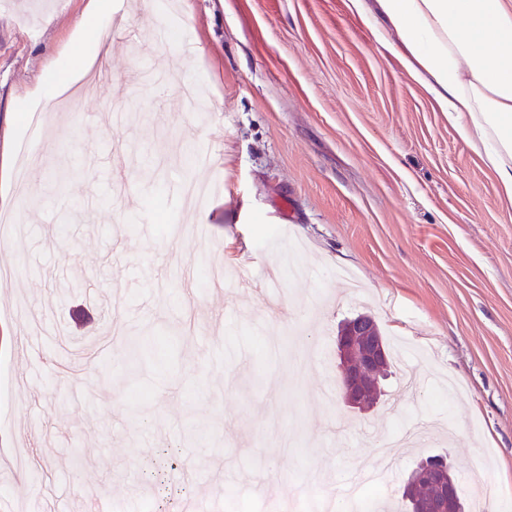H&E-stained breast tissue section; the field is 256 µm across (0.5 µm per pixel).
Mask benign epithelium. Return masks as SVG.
<instances>
[{"instance_id":"1","label":"benign epithelium","mask_w":512,"mask_h":512,"mask_svg":"<svg viewBox=\"0 0 512 512\" xmlns=\"http://www.w3.org/2000/svg\"><path fill=\"white\" fill-rule=\"evenodd\" d=\"M336 353L343 371L344 403L352 408L363 404L378 390V379L389 365L388 353L376 321L359 315L343 322L337 331ZM434 487L423 512H449L455 503L458 478L453 472L427 476Z\"/></svg>"}]
</instances>
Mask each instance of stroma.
<instances>
[{
    "mask_svg": "<svg viewBox=\"0 0 512 512\" xmlns=\"http://www.w3.org/2000/svg\"><path fill=\"white\" fill-rule=\"evenodd\" d=\"M122 2L97 112H53V153L20 187L36 91L94 31L86 0H0V211L24 228L0 237V269L22 266L0 283V449L40 441L0 502L171 512L218 492L220 512H362L444 454L462 488H493L472 512H512V203L491 168L349 0ZM23 301L51 311V368L22 352ZM361 312L405 358L351 409L322 393ZM130 336L149 346L133 372ZM429 422L454 437L396 441L385 488L348 494L353 462Z\"/></svg>",
    "mask_w": 512,
    "mask_h": 512,
    "instance_id": "1",
    "label": "stroma"
}]
</instances>
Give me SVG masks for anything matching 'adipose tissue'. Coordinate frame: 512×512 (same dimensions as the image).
<instances>
[{
	"instance_id": "ef3b65f1",
	"label": "adipose tissue",
	"mask_w": 512,
	"mask_h": 512,
	"mask_svg": "<svg viewBox=\"0 0 512 512\" xmlns=\"http://www.w3.org/2000/svg\"><path fill=\"white\" fill-rule=\"evenodd\" d=\"M376 40L394 36L408 74L459 138L484 155L512 202V4L349 0Z\"/></svg>"
}]
</instances>
